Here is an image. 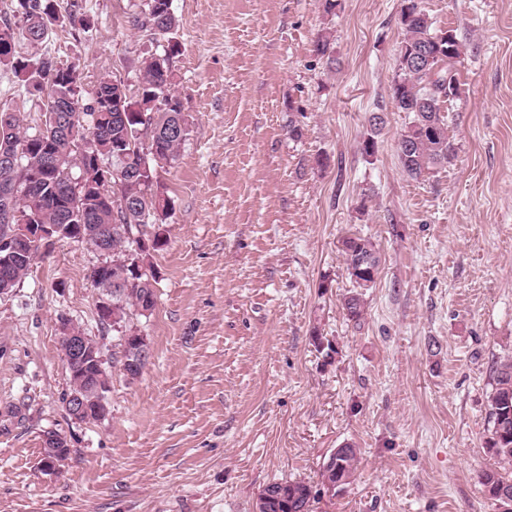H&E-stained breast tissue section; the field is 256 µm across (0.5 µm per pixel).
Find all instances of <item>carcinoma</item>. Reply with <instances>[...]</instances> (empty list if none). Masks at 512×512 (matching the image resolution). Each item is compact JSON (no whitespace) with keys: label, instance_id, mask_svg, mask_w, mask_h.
<instances>
[{"label":"carcinoma","instance_id":"obj_1","mask_svg":"<svg viewBox=\"0 0 512 512\" xmlns=\"http://www.w3.org/2000/svg\"><path fill=\"white\" fill-rule=\"evenodd\" d=\"M13 17L0 22V45L24 39L38 45L56 26L67 22L84 25V5L72 0L67 15L59 13L56 0H14ZM400 23L404 38L399 45L397 68L391 82V101L410 121L400 135L399 159L404 173L417 180L431 167L455 159L456 148L448 132L443 103L457 96L458 87L448 88V79L458 81L456 64L462 45L452 29H437L420 8L419 0H402ZM133 27L149 33L163 53L141 60L137 91L146 97L165 96V104L147 120L123 119L112 111V94L126 95L128 85L116 76L101 78L87 96L81 94L82 72L79 66L57 65L53 58L23 57L13 52L0 55V67L10 68L40 115L71 108L75 117V138L58 133L54 125L38 123L24 127L19 112L0 110V147L11 145L14 165L0 163V188L11 192L12 223L27 217L37 224H72L83 227L84 241L98 248L102 236L112 242V263L94 267L90 277L96 287L112 288V304L121 315L124 330L118 340L133 332L130 324L142 316V310L155 309L157 279L150 274L133 276L122 262L130 246V234L143 227L163 224L170 209L169 199L155 186L156 166L176 161L189 134L183 105L173 90V58L179 53L172 34L178 19L171 0H142L133 15ZM98 114L92 132L97 151L81 150L77 138L83 136L86 118ZM407 146H401V143ZM94 169L101 179L86 187L81 209L74 211L70 197L72 179L82 171ZM42 247L28 243L16 251L12 262L0 265V286L12 289L30 271ZM346 270L352 289L343 295L342 308L348 320L358 322L364 311L362 289L373 278L355 272L361 256L380 259L375 244L367 237L343 241ZM488 422L491 425L487 448L499 462L512 465V357L499 361L494 370V385L489 396ZM359 461V450L348 444L332 453L321 471V485L329 487L350 483ZM481 485L493 501L502 489L512 491V472L488 469L479 475ZM317 491L303 481L272 482L259 494L255 506L259 512H311Z\"/></svg>","mask_w":512,"mask_h":512}]
</instances>
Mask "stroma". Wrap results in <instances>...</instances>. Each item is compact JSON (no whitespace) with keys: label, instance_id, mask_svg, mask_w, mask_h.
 Instances as JSON below:
<instances>
[{"label":"stroma","instance_id":"stroma-1","mask_svg":"<svg viewBox=\"0 0 512 512\" xmlns=\"http://www.w3.org/2000/svg\"><path fill=\"white\" fill-rule=\"evenodd\" d=\"M83 2L90 28H56L40 52L79 64L86 91L135 80L157 50L132 26L137 0ZM421 6L463 51L457 155L414 180L390 98L401 0H172L189 134L158 171L168 243L136 322L151 357L128 380L107 342L110 415L72 420L58 325L100 336L103 257L62 240L34 261L0 298V512H253L268 483L318 486L348 444L352 483L313 512H498L478 475L497 465L488 399L512 356V0ZM322 34L334 63L313 53ZM358 235L381 263L353 323L341 241ZM50 431L71 452L48 471Z\"/></svg>","mask_w":512,"mask_h":512}]
</instances>
